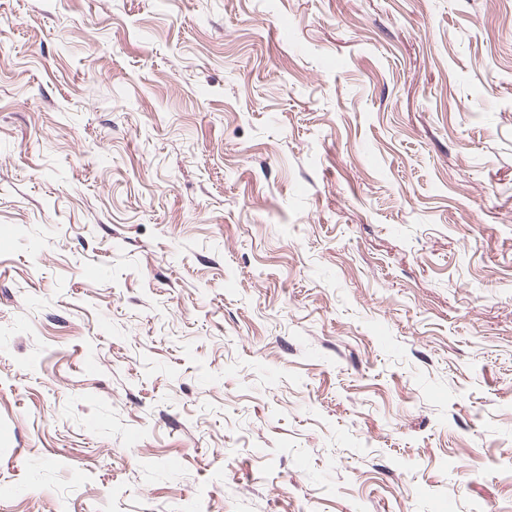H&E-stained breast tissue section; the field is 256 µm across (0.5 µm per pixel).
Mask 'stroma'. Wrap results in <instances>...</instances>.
<instances>
[{
    "mask_svg": "<svg viewBox=\"0 0 512 512\" xmlns=\"http://www.w3.org/2000/svg\"><path fill=\"white\" fill-rule=\"evenodd\" d=\"M0 512H512V0H0Z\"/></svg>",
    "mask_w": 512,
    "mask_h": 512,
    "instance_id": "obj_1",
    "label": "stroma"
}]
</instances>
